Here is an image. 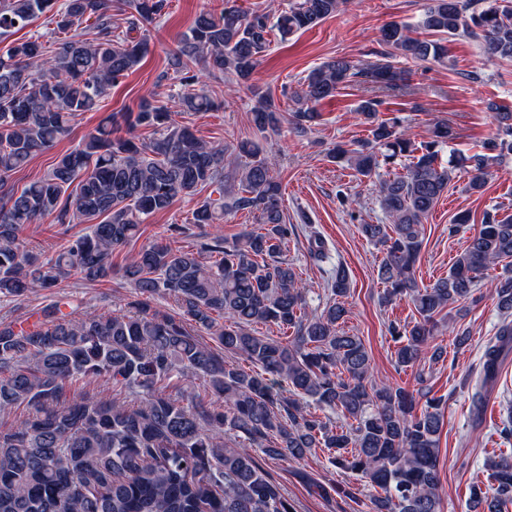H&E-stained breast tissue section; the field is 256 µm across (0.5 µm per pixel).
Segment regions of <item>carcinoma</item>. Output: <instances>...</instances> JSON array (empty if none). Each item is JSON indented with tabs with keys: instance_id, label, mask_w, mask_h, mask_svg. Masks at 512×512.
<instances>
[{
	"instance_id": "cac0c4a2",
	"label": "carcinoma",
	"mask_w": 512,
	"mask_h": 512,
	"mask_svg": "<svg viewBox=\"0 0 512 512\" xmlns=\"http://www.w3.org/2000/svg\"><path fill=\"white\" fill-rule=\"evenodd\" d=\"M343 4L297 0L272 23L267 12L221 0V8L196 16L169 56L178 80L171 98L185 112L214 110L198 88L206 78L249 80L271 34L283 41ZM168 8L169 0H0V43L48 11L55 16L48 42L17 39L0 48V297L22 300L73 272L91 282L119 274L135 294L129 313L86 310L73 318L52 306L26 329L0 319V412L27 409L0 426V512H295L257 464V448L290 461L316 448L326 452L335 468L364 479L369 512H439L441 401L428 398L419 411L408 390L376 382L362 339L338 329L346 316L340 299L349 293L342 265L330 281L336 301L318 315L308 312L293 266L279 258L288 225L281 185L259 142L206 141L153 92L137 111L107 117L42 177L15 189L14 174L69 136L79 116L99 110L112 86L141 63L147 25ZM85 22L92 39L70 35ZM417 27L431 38L397 22L383 27L386 54L440 62L448 38L467 36L481 40L488 57L512 60V0H430ZM356 80L392 88L400 74L387 62L357 69L338 57L321 64L295 93L291 131L307 133L320 117L317 106ZM486 108L505 135L492 147L512 152V112L495 101ZM358 112L385 161L408 160L405 173L379 183L389 223L363 224L361 231L383 250L381 302L408 298L419 316L408 330L390 329L399 343L396 364L419 366L441 356L431 345L437 316L473 298L484 272L502 261L490 291L501 310H512V215H486L448 276L418 284L422 224L465 162L438 165L437 147L449 137L444 124L418 146L398 122L378 118L377 101H364ZM251 117L262 135L281 129L280 108L268 93L254 92ZM140 127L152 129L149 137L137 135ZM333 158L363 177L379 167L369 145L339 148ZM493 160L468 158L469 191H483ZM205 189L210 195L192 223L222 224L224 215L247 211L259 214L261 230L231 243L219 235L195 252L156 240L115 268L113 253L139 238L149 216ZM45 217L86 224L88 232L69 236L46 259L22 237L26 225ZM164 296L174 299L179 316L152 305ZM267 323L287 337L257 334L255 326ZM192 326L249 368L224 361ZM510 349L506 318L484 351V382L496 380ZM78 381L110 385L134 401L77 397L70 391ZM280 381L290 397L276 389ZM301 398L353 426L304 412ZM489 471L493 497L475 491L474 503L500 512L512 503V460L500 458Z\"/></svg>"
}]
</instances>
